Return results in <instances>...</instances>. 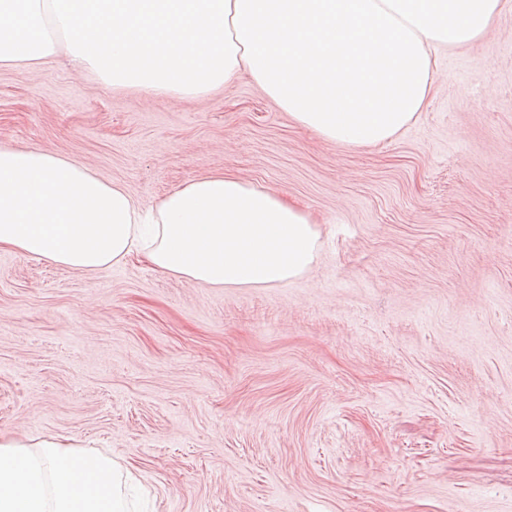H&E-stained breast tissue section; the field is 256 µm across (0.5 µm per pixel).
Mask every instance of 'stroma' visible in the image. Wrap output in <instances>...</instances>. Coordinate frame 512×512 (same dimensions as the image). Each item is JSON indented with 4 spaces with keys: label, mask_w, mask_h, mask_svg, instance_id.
Masks as SVG:
<instances>
[{
    "label": "stroma",
    "mask_w": 512,
    "mask_h": 512,
    "mask_svg": "<svg viewBox=\"0 0 512 512\" xmlns=\"http://www.w3.org/2000/svg\"><path fill=\"white\" fill-rule=\"evenodd\" d=\"M391 141L296 125L248 75L198 99L56 57L0 69V148L144 205L216 172L319 222L312 269L209 288L0 251V426L108 455L140 512H512V0L438 49Z\"/></svg>",
    "instance_id": "35a3bbf8"
}]
</instances>
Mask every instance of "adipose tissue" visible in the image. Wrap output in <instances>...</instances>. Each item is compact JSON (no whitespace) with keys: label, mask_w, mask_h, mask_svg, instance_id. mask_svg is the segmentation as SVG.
Segmentation results:
<instances>
[{"label":"adipose tissue","mask_w":512,"mask_h":512,"mask_svg":"<svg viewBox=\"0 0 512 512\" xmlns=\"http://www.w3.org/2000/svg\"><path fill=\"white\" fill-rule=\"evenodd\" d=\"M501 0H0V68L67 52L115 88L201 97L248 73L292 121L350 148L422 112L436 49L475 44ZM317 220L213 173L145 207L44 151L0 149V251L87 272L136 257L216 288H270L315 263ZM110 457L0 428V512H126Z\"/></svg>","instance_id":"1"}]
</instances>
